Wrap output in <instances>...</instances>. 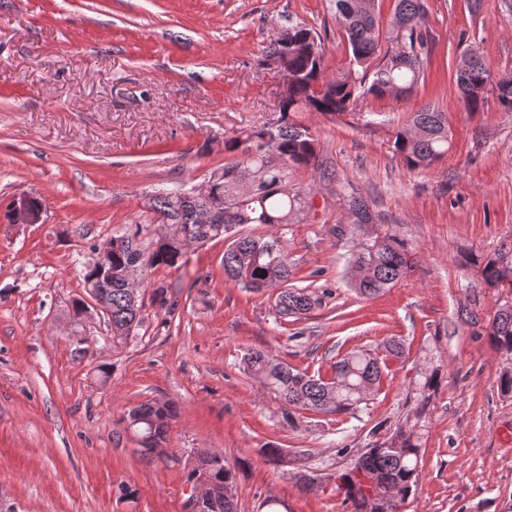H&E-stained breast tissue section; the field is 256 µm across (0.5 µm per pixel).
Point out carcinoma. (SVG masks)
Returning a JSON list of instances; mask_svg holds the SVG:
<instances>
[{
  "instance_id": "cac0c4a2",
  "label": "carcinoma",
  "mask_w": 512,
  "mask_h": 512,
  "mask_svg": "<svg viewBox=\"0 0 512 512\" xmlns=\"http://www.w3.org/2000/svg\"><path fill=\"white\" fill-rule=\"evenodd\" d=\"M334 8L336 25L347 42L349 70L361 72L360 81L355 83L348 75H325V45L317 32L307 27L296 25L271 39L260 65L288 84L287 94L278 104V118L224 142L229 159L210 174L209 198H192L176 206L166 191L153 196L150 209L166 218L167 225L174 228L171 234L147 239L146 225L131 224L123 234L111 237L112 273L85 270L84 281L102 284L108 294L112 338L126 339L129 331L142 324L141 304L132 303L126 287V275L135 268H140V277L148 284L153 271L186 263L185 240L226 239L240 224L290 223L301 209L303 197L288 190V173L315 165L318 145L311 128L294 119L295 114L340 116L348 113L358 97L410 95L424 80L433 46L425 22V0H398L393 23L399 28L387 37L379 21V0H334ZM454 80L466 111H481L491 94L501 111L512 112V78L494 77L480 57L461 54ZM449 131L448 113L423 106L394 131L393 153L410 171L432 169L448 154ZM348 203L354 223L371 220L369 205L362 198L351 195ZM463 262L478 269L484 281H497L512 289V242L502 243L490 254H467ZM349 264L362 272L356 280L359 292L375 297L410 273L412 248L395 234L378 232L354 246ZM292 275L288 256L276 238L239 235L224 250L225 279L252 291L281 288L275 310L284 318L302 315L318 304L306 289L288 286ZM489 340L496 352L512 357V313L496 311ZM244 363L277 399L278 409L290 425L302 411L353 414L361 410L367 405L366 389H379L384 371L381 360L369 349H353L340 356L327 379L292 368L259 350L248 352ZM439 377L437 369L423 373L412 420L367 445L351 467L337 473V487L351 504V512H379L361 490L356 476L360 470L378 474L382 490L402 503L417 490L424 421ZM176 415L170 404L145 403L129 410L123 423L141 439L144 450L150 451L166 441ZM201 477L208 490L204 512H236L224 497L226 488L236 483V472L209 448L196 451L185 482Z\"/></svg>"
}]
</instances>
